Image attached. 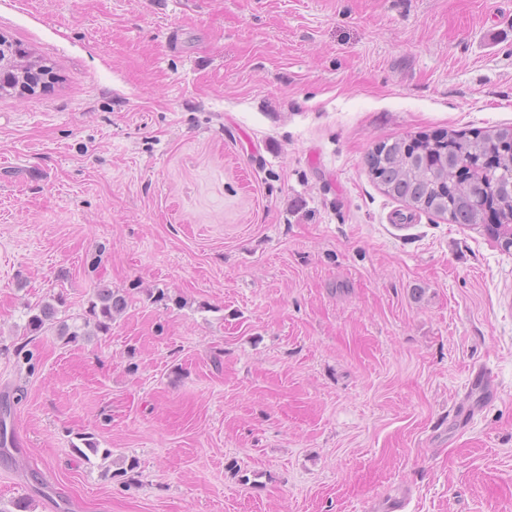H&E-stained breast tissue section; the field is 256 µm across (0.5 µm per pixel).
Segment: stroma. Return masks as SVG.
<instances>
[{"mask_svg":"<svg viewBox=\"0 0 512 512\" xmlns=\"http://www.w3.org/2000/svg\"><path fill=\"white\" fill-rule=\"evenodd\" d=\"M0 34L58 75L0 93V506L512 512V247L365 164L512 126V0H0ZM102 287L110 331L27 330ZM54 301L56 305L48 302L30 308L27 326L31 333L41 332L47 323L54 321L59 312L58 306H61L62 298L55 297Z\"/></svg>","mask_w":512,"mask_h":512,"instance_id":"1","label":"stroma"}]
</instances>
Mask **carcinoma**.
I'll list each match as a JSON object with an SVG mask.
<instances>
[{
    "mask_svg": "<svg viewBox=\"0 0 512 512\" xmlns=\"http://www.w3.org/2000/svg\"><path fill=\"white\" fill-rule=\"evenodd\" d=\"M367 165L389 196L452 224H484L497 238L512 241V127L384 142ZM60 303L57 297L30 309L29 331L37 334L54 321ZM126 306L125 292L101 288L89 300L84 327L63 323L60 335L75 339L90 325L107 332Z\"/></svg>",
    "mask_w": 512,
    "mask_h": 512,
    "instance_id": "1",
    "label": "carcinoma"
}]
</instances>
